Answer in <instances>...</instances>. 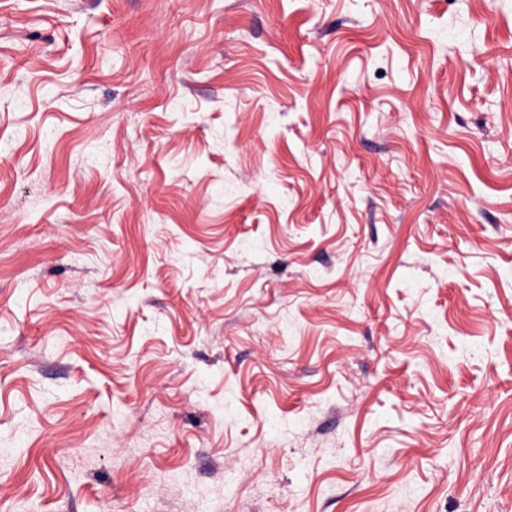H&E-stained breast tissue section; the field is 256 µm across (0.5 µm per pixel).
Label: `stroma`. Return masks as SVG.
Masks as SVG:
<instances>
[{
	"label": "stroma",
	"mask_w": 512,
	"mask_h": 512,
	"mask_svg": "<svg viewBox=\"0 0 512 512\" xmlns=\"http://www.w3.org/2000/svg\"><path fill=\"white\" fill-rule=\"evenodd\" d=\"M0 512H512V0H0Z\"/></svg>",
	"instance_id": "obj_1"
}]
</instances>
